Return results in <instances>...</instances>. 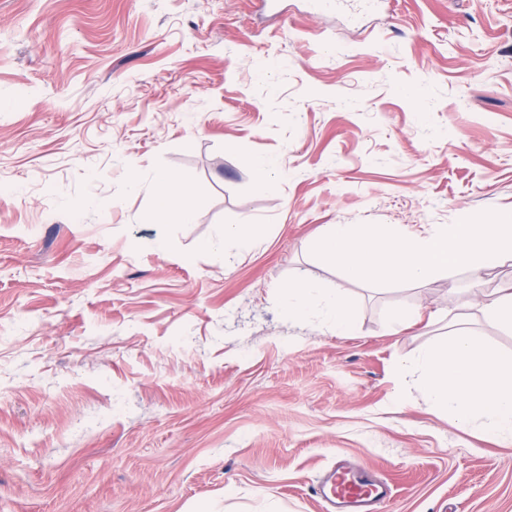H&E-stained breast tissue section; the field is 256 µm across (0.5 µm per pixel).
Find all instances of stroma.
Wrapping results in <instances>:
<instances>
[{"mask_svg":"<svg viewBox=\"0 0 512 512\" xmlns=\"http://www.w3.org/2000/svg\"><path fill=\"white\" fill-rule=\"evenodd\" d=\"M278 2L0 0V512H320L339 460L381 512H512V443L399 371L469 273L349 282L315 249L512 214V0ZM156 172L191 223H151ZM242 221L251 252L199 251ZM301 276L350 335L282 316Z\"/></svg>","mask_w":512,"mask_h":512,"instance_id":"35a3bbf8","label":"stroma"}]
</instances>
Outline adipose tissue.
Returning <instances> with one entry per match:
<instances>
[{
    "label": "adipose tissue",
    "mask_w": 512,
    "mask_h": 512,
    "mask_svg": "<svg viewBox=\"0 0 512 512\" xmlns=\"http://www.w3.org/2000/svg\"><path fill=\"white\" fill-rule=\"evenodd\" d=\"M152 185L162 206L152 215L157 224L193 218L189 190L163 173ZM327 261L339 266L352 281L384 280L421 283L437 276L471 272V286L462 311L449 321L450 331L404 359L401 369L413 378L419 396L435 413L463 431L512 441V358L468 325V310L501 332L512 334V290L486 291L482 283L494 262L512 261V218L494 224H436L423 234L410 233L398 224H334L317 241ZM284 316L302 320L319 316L339 336L353 326L352 308L345 290L325 288L299 278L284 290Z\"/></svg>",
    "instance_id": "1"
}]
</instances>
